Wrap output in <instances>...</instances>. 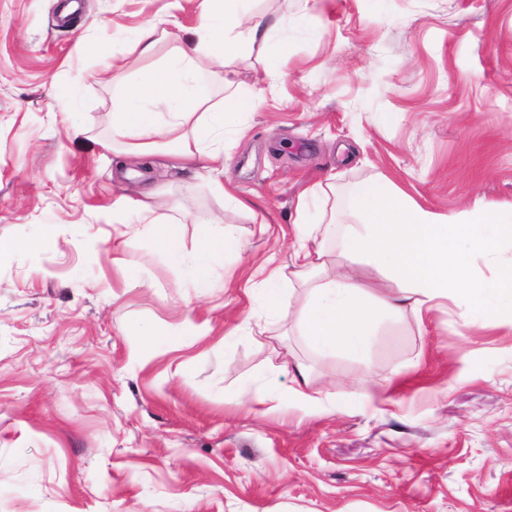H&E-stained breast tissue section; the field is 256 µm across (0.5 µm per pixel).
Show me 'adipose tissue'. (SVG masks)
<instances>
[{
    "label": "adipose tissue",
    "mask_w": 512,
    "mask_h": 512,
    "mask_svg": "<svg viewBox=\"0 0 512 512\" xmlns=\"http://www.w3.org/2000/svg\"><path fill=\"white\" fill-rule=\"evenodd\" d=\"M242 0H202L205 20L191 37L139 30L134 51L152 57L161 41L171 45L164 65L143 73L134 88H120L112 113V131L121 138L126 159L140 161L151 171V158L162 144L169 168L193 175L207 172L217 194H224V134L240 114L253 110L256 99L228 90L219 108L208 110L214 98V77L200 59L224 60L241 46L236 30ZM354 224L337 222L335 214L321 223H307L309 199L297 203L296 228L300 242L290 265L268 256L255 270L251 291L262 296L267 320L294 321L308 344L325 355H364L371 346L373 325L379 313L422 321L424 310L439 299L466 305L488 319L512 321V264L501 267L494 279L470 275L469 252H496L512 225L503 222L496 208L477 205L444 219L411 204L404 193L383 178L363 180L346 191ZM128 214L144 224L153 253L185 269L196 287H211L217 266L225 256L239 252L233 225L223 216L200 219V232L192 247L183 245L181 222L160 220L154 193L124 197ZM349 265L337 263V256ZM365 259L386 268L396 282L385 292L369 290L354 262ZM293 267L305 299L287 301L283 283L286 267Z\"/></svg>",
    "instance_id": "adipose-tissue-1"
}]
</instances>
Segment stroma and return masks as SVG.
<instances>
[{
    "label": "stroma",
    "instance_id": "1",
    "mask_svg": "<svg viewBox=\"0 0 512 512\" xmlns=\"http://www.w3.org/2000/svg\"><path fill=\"white\" fill-rule=\"evenodd\" d=\"M68 2L0 0V240L22 244L0 261V512H512V322L450 302L326 357L291 326L246 335L264 316L244 292L330 174L341 212L372 178L443 217L512 205V0H246L310 26L276 78L272 43L224 68L258 96L224 142L249 211L156 170L185 244L209 214L241 240L208 292L116 208L146 182L112 154L115 81L170 50L140 58L137 30L193 29L202 0ZM188 321L207 336L131 359L137 325ZM301 367L316 404L288 393Z\"/></svg>",
    "mask_w": 512,
    "mask_h": 512
}]
</instances>
